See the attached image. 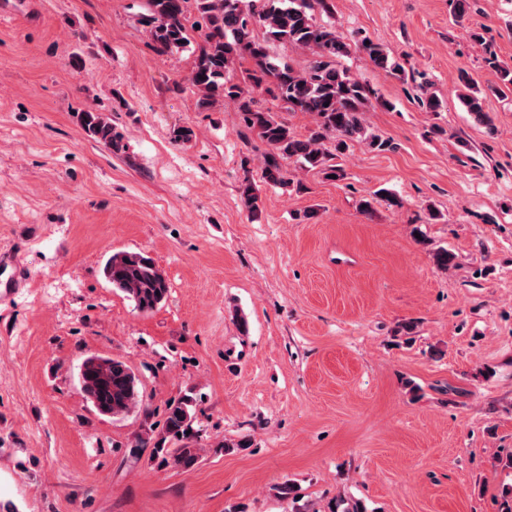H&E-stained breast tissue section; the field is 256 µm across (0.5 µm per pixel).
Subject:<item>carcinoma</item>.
<instances>
[{"label":"carcinoma","instance_id":"1","mask_svg":"<svg viewBox=\"0 0 512 512\" xmlns=\"http://www.w3.org/2000/svg\"><path fill=\"white\" fill-rule=\"evenodd\" d=\"M151 36L161 53L179 49L187 43L188 29L201 40L199 56L189 82L200 94L202 103L229 100L243 114L246 127L254 131L266 146L262 176L275 187L292 184L283 162L295 160L309 170L342 177V169L328 164L334 154H341L347 142L365 139L378 151L390 148L388 140L366 134L362 114L369 101L366 87L339 65V59L351 51V44L335 26L319 24L314 11L331 13L330 0H263L261 9L244 12L240 0H195L199 19L189 22L188 0H149ZM265 29L266 39L259 40L254 26ZM285 42L308 51L311 59L302 70H296L270 56L268 41ZM378 68L401 71V65L380 44L356 43ZM248 57L254 67L245 70L244 85L224 80V71L237 60ZM496 81L488 91L504 97L512 94V68L490 61ZM459 82L464 88L460 99L467 111L481 123H489L484 109L485 94L462 70ZM431 83L420 84V103L428 112H438L442 101L430 91ZM265 92L284 102L290 112L314 115L315 128L300 138L273 112L254 107L252 94ZM83 125L92 138L121 150L120 140L112 134V126L100 115L86 112ZM240 196L252 212L259 210L258 188L250 181L240 186ZM103 274L113 288L133 301L137 310L148 313L167 298L169 285L163 271L153 259L141 252H119L105 263ZM82 390L92 406L106 416L127 415L140 402L138 379L125 362L101 356L85 359L81 368ZM193 400L181 397L169 404L165 423L166 437L182 443L174 456V464L190 469L199 459L198 449L185 443L192 429Z\"/></svg>","mask_w":512,"mask_h":512}]
</instances>
